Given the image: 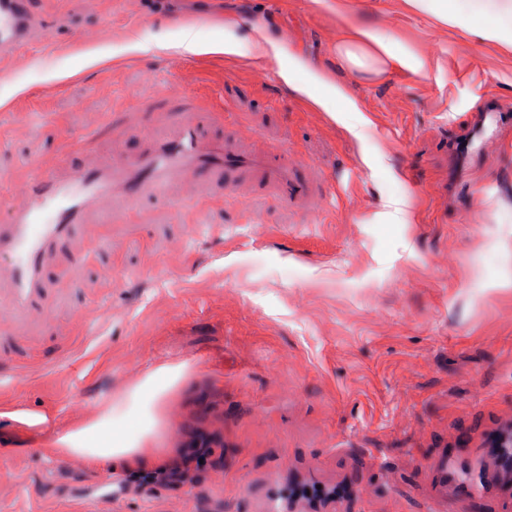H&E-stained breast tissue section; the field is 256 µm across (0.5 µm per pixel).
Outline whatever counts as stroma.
<instances>
[{
	"label": "stroma",
	"mask_w": 512,
	"mask_h": 512,
	"mask_svg": "<svg viewBox=\"0 0 512 512\" xmlns=\"http://www.w3.org/2000/svg\"><path fill=\"white\" fill-rule=\"evenodd\" d=\"M40 2L42 52L23 67L0 56V170L14 183L63 156L93 163L114 135L134 151L156 115L130 101L190 92L247 146L312 161L328 200H194L178 186L128 223L85 225L59 260L72 281L50 280L53 330L33 322L18 355L0 359L18 377L0 384V512H283L297 482L341 488L316 512H512L511 483L471 477L489 434L512 426V130L446 153L486 97L512 109V47L408 0ZM184 19L198 41L240 50L189 56L156 82ZM361 25L420 72L348 66L336 44ZM293 60L291 86L280 72ZM314 79L356 111L326 112L298 91ZM395 200L404 223L381 222ZM95 305L88 333L81 316ZM182 363L156 445L173 456L204 427L222 438L210 457L223 472L179 492L121 493L124 468L56 456L7 416L72 427L148 370ZM77 398L85 409L69 414ZM443 451L458 471L444 490L429 465ZM7 416L18 425L33 431L44 432L47 429L48 417L44 413L24 409L8 412Z\"/></svg>",
	"instance_id": "stroma-1"
}]
</instances>
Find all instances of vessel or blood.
I'll use <instances>...</instances> for the list:
<instances>
[{
  "mask_svg": "<svg viewBox=\"0 0 512 512\" xmlns=\"http://www.w3.org/2000/svg\"><path fill=\"white\" fill-rule=\"evenodd\" d=\"M39 0H0V54L22 56L33 42L39 21ZM168 120L144 127L134 153L113 142L94 164L62 163L53 170H35L21 185L0 173V195L10 196L0 219V254L9 263L0 269V316L10 321L9 336L26 333L27 320L39 315L51 320L45 270L49 261L90 217L114 223L140 202L165 196L179 183L220 185L239 198H270L281 204L314 198L319 184L306 159L280 148L243 150L239 140L214 134L217 114L199 107L195 96L157 99ZM482 130L512 123V112L487 101L477 118Z\"/></svg>",
  "mask_w": 512,
  "mask_h": 512,
  "instance_id": "b4317fda",
  "label": "vessel or blood"
}]
</instances>
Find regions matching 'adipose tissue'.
Segmentation results:
<instances>
[{"label":"adipose tissue","instance_id":"obj_1","mask_svg":"<svg viewBox=\"0 0 512 512\" xmlns=\"http://www.w3.org/2000/svg\"><path fill=\"white\" fill-rule=\"evenodd\" d=\"M411 9L435 17L440 23L471 28L475 18H483L480 37L512 45V6L504 0H409ZM337 55L356 68L373 71L390 63L413 70V55L394 42L385 40L370 28L356 30L354 39L336 45ZM184 366L161 365L149 370L125 399L62 431H48L46 414L16 410L12 421L37 432H47V447L61 457H78L93 468L120 463L132 467L145 463L154 454L149 443L156 425L154 408L178 384Z\"/></svg>","mask_w":512,"mask_h":512}]
</instances>
